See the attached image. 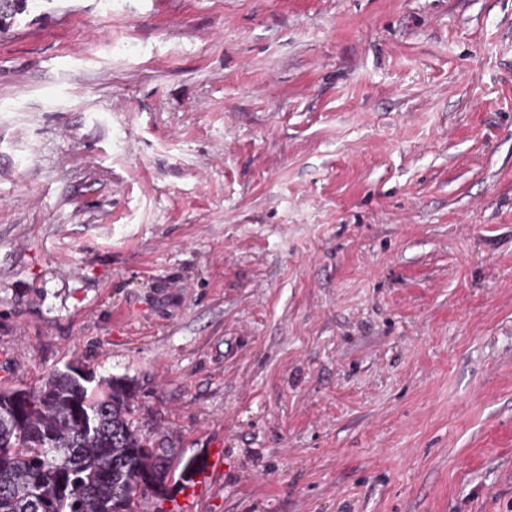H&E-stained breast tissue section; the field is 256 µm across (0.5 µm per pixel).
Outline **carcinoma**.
<instances>
[{"instance_id":"obj_1","label":"carcinoma","mask_w":512,"mask_h":512,"mask_svg":"<svg viewBox=\"0 0 512 512\" xmlns=\"http://www.w3.org/2000/svg\"><path fill=\"white\" fill-rule=\"evenodd\" d=\"M134 380L91 387L69 369L36 389L0 388V512H136L162 501L170 453L145 452Z\"/></svg>"}]
</instances>
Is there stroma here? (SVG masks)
Listing matches in <instances>:
<instances>
[{"instance_id": "35a3bbf8", "label": "stroma", "mask_w": 512, "mask_h": 512, "mask_svg": "<svg viewBox=\"0 0 512 512\" xmlns=\"http://www.w3.org/2000/svg\"><path fill=\"white\" fill-rule=\"evenodd\" d=\"M73 362L178 512H512V0H30L0 388Z\"/></svg>"}]
</instances>
